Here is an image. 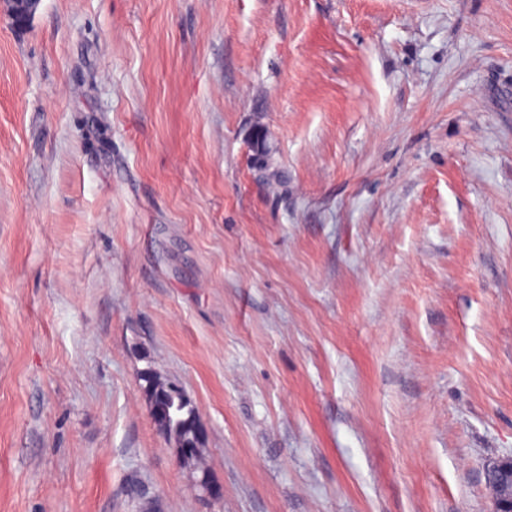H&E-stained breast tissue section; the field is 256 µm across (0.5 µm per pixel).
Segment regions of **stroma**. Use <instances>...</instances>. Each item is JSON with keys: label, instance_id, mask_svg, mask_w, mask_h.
I'll use <instances>...</instances> for the list:
<instances>
[{"label": "stroma", "instance_id": "35a3bbf8", "mask_svg": "<svg viewBox=\"0 0 512 512\" xmlns=\"http://www.w3.org/2000/svg\"><path fill=\"white\" fill-rule=\"evenodd\" d=\"M510 454L512 0L0 19V512H491ZM145 382L144 390L148 400H154L150 404V411L155 416L157 413L164 414L169 421L171 440L175 442L193 443V429L198 419L190 400L184 401L183 397L172 387H167L166 382L152 380L141 376ZM182 403V411H175L174 406Z\"/></svg>", "mask_w": 512, "mask_h": 512}]
</instances>
